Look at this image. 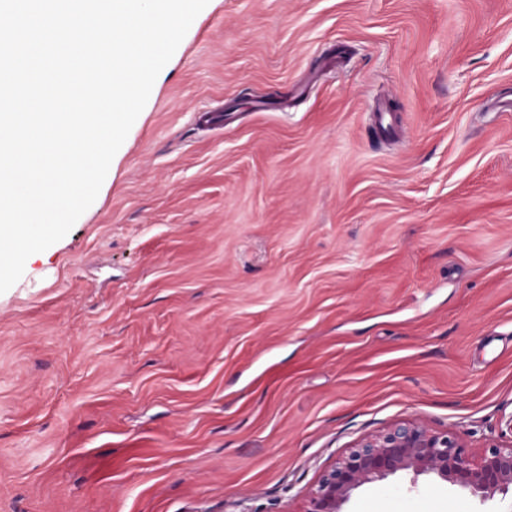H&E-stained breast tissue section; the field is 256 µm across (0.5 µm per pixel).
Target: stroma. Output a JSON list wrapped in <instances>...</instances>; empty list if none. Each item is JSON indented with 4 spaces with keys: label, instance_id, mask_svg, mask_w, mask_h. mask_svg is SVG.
Wrapping results in <instances>:
<instances>
[{
    "label": "stroma",
    "instance_id": "stroma-1",
    "mask_svg": "<svg viewBox=\"0 0 512 512\" xmlns=\"http://www.w3.org/2000/svg\"><path fill=\"white\" fill-rule=\"evenodd\" d=\"M503 97L512 0H209L0 294V512H301L398 422L512 442ZM345 509L512 497L398 473Z\"/></svg>",
    "mask_w": 512,
    "mask_h": 512
}]
</instances>
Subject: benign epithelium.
Here are the masks:
<instances>
[{
    "instance_id": "7a95c632",
    "label": "benign epithelium",
    "mask_w": 512,
    "mask_h": 512,
    "mask_svg": "<svg viewBox=\"0 0 512 512\" xmlns=\"http://www.w3.org/2000/svg\"><path fill=\"white\" fill-rule=\"evenodd\" d=\"M402 471L431 475L486 501L512 493V444L474 453L451 429L399 422L358 440L324 468L302 512H345L355 490Z\"/></svg>"
}]
</instances>
